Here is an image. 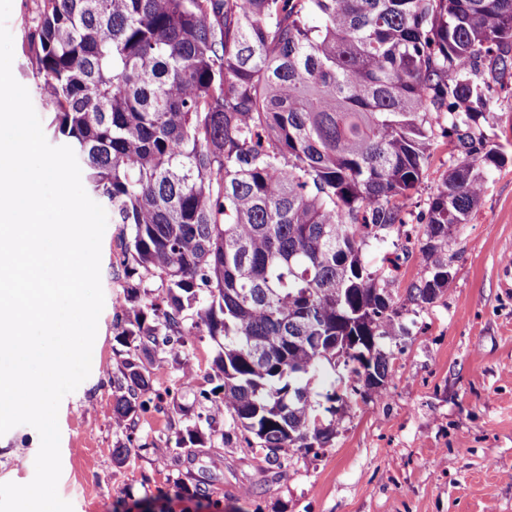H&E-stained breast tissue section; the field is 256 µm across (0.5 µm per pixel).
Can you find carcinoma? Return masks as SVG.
<instances>
[{
    "label": "carcinoma",
    "instance_id": "cac0c4a2",
    "mask_svg": "<svg viewBox=\"0 0 512 512\" xmlns=\"http://www.w3.org/2000/svg\"><path fill=\"white\" fill-rule=\"evenodd\" d=\"M27 46L52 136L116 224L112 330L134 347L116 428L157 452L135 421L168 397L188 453L233 432L269 465L331 446L337 408L386 395L402 312L448 286L499 157L512 0H37ZM441 139L448 169L412 224ZM202 331L218 350L192 416L151 394V352ZM339 366L324 407L309 380Z\"/></svg>",
    "mask_w": 512,
    "mask_h": 512
}]
</instances>
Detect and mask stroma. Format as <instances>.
I'll return each instance as SVG.
<instances>
[{
	"label": "stroma",
	"mask_w": 512,
	"mask_h": 512,
	"mask_svg": "<svg viewBox=\"0 0 512 512\" xmlns=\"http://www.w3.org/2000/svg\"><path fill=\"white\" fill-rule=\"evenodd\" d=\"M34 0H12L14 78L49 123L23 42ZM489 135L497 165L473 220L456 234L452 277L433 305L404 312L408 336L388 395L347 407L332 448L300 453L269 470L252 449L233 445L172 460L126 449L112 424V377L126 349L112 333L118 283L112 279L115 226L101 244L104 307L89 377L59 407L60 497L73 512H512V87L502 92ZM217 345L197 337L164 354L154 389L178 388L194 404ZM193 370L194 385L182 381ZM38 432L19 425L0 436V483H29ZM184 477L186 488L174 484Z\"/></svg>",
	"instance_id": "1"
}]
</instances>
